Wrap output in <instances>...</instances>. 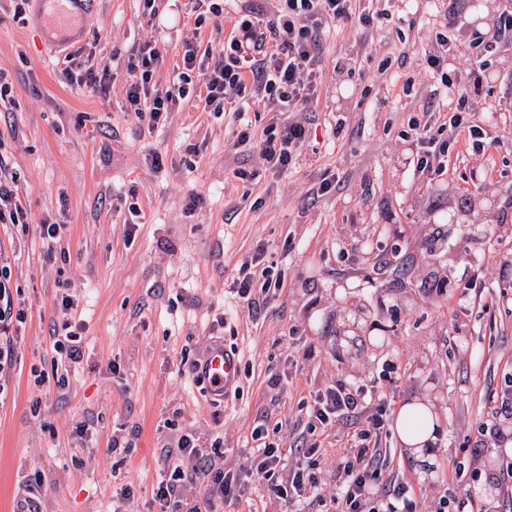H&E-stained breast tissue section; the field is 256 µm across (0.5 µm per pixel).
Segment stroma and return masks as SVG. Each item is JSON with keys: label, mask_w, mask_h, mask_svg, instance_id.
Wrapping results in <instances>:
<instances>
[{"label": "stroma", "mask_w": 512, "mask_h": 512, "mask_svg": "<svg viewBox=\"0 0 512 512\" xmlns=\"http://www.w3.org/2000/svg\"><path fill=\"white\" fill-rule=\"evenodd\" d=\"M156 5L151 21L141 0H97L83 36L54 49L35 17L19 19L13 0H0V73L12 83L11 103L0 105V160L28 216L23 228L0 224L19 312L10 324L17 362L0 373V512H15L33 469L53 479L43 512H110L126 487L128 512H155L163 454L180 433L220 443L218 463L233 469L258 417L270 437L300 433L310 393L356 377L391 388V411L426 399L444 422L428 464L396 434L383 441L387 472L412 487L420 512L446 485L473 481L512 512L493 437L512 389V32L449 63L463 78L482 68L470 120L490 140L460 137L431 179L415 168L410 123L447 110L422 65L444 20L430 0H371L378 23L353 17L323 40L320 95L305 111L316 135L275 175L234 147L231 116L187 105L151 130L124 111L134 48L165 33L156 80L168 87L186 45L222 42L243 2L227 0L219 27L196 23L190 0ZM505 5L456 0L455 10L472 35ZM71 49L113 63L105 96L62 83ZM238 168L249 182L233 178ZM325 181L331 191L318 194ZM45 221L63 224L69 260L48 258ZM259 244L279 290L252 314L229 287ZM436 282L448 298L429 299ZM65 289L85 353L58 389L53 344L65 331L55 298ZM217 339L237 350L240 383L212 406L181 359ZM281 375L286 384L274 386ZM84 420L95 428L86 441L73 432ZM112 438L119 449L108 450Z\"/></svg>", "instance_id": "35a3bbf8"}]
</instances>
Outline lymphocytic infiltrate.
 I'll use <instances>...</instances> for the list:
<instances>
[{"mask_svg":"<svg viewBox=\"0 0 512 512\" xmlns=\"http://www.w3.org/2000/svg\"><path fill=\"white\" fill-rule=\"evenodd\" d=\"M356 2L282 0L270 19L262 10L247 8L217 48L200 52L186 46L176 80L165 89L153 81L155 71L165 63L164 44L159 39L146 42L127 60L131 80L124 108L151 129L165 125L170 112L188 104H204L218 115L233 113L241 121L235 147L257 151L272 172H286L297 163L311 136L307 119L297 110L318 98L319 49L326 23L355 17L370 26L379 18L375 12H357ZM501 35L502 28L494 21L472 42L441 35L425 51L423 63L440 82L450 117L436 130L427 123L413 125L418 170L438 174L460 135L485 138V130L466 118L476 106L471 85L450 77L448 62L465 45L477 48ZM250 110L268 114L263 134L243 123ZM265 258L261 247L248 255L231 287L238 301L252 311L270 300L269 284L255 282L257 275L270 273ZM10 273L0 255V372L10 365L15 353L9 335L13 316ZM389 406L383 387L371 379H340L312 395L307 413L310 427L325 433L336 428L348 431L349 446L332 463L320 443L306 442L300 436L270 438L262 423L250 434L249 465L236 470L216 466L196 435H180L165 454L166 475L154 491L159 512H168L172 506L177 512H220L225 506H248L260 487L280 502L283 512H307L315 502L329 507L330 512H415L417 504L409 485L381 476ZM200 476L205 479L202 492L184 497V488Z\"/></svg>","mask_w":512,"mask_h":512,"instance_id":"lymphocytic-infiltrate-1","label":"lymphocytic infiltrate"}]
</instances>
